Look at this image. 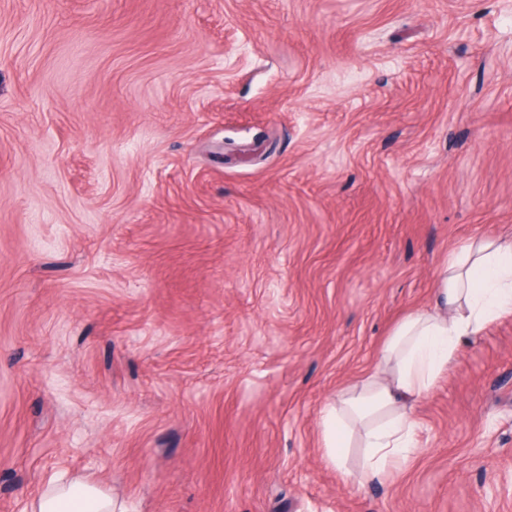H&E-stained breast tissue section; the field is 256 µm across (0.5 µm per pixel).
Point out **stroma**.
I'll return each mask as SVG.
<instances>
[{
	"mask_svg": "<svg viewBox=\"0 0 512 512\" xmlns=\"http://www.w3.org/2000/svg\"><path fill=\"white\" fill-rule=\"evenodd\" d=\"M512 240V0H0V512H512V314L354 488L320 412ZM122 510L98 484L83 479L52 482L34 502V512H116Z\"/></svg>",
	"mask_w": 512,
	"mask_h": 512,
	"instance_id": "1",
	"label": "stroma"
}]
</instances>
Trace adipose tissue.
<instances>
[{
    "label": "adipose tissue",
    "mask_w": 512,
    "mask_h": 512,
    "mask_svg": "<svg viewBox=\"0 0 512 512\" xmlns=\"http://www.w3.org/2000/svg\"><path fill=\"white\" fill-rule=\"evenodd\" d=\"M512 313V243L464 241L437 270L429 307L408 312L383 343L377 365L321 414L326 458L340 465L346 425L362 426V473L378 476L415 442L416 404L459 354L464 338L479 335ZM111 495L82 479L53 482L33 512H115Z\"/></svg>",
    "instance_id": "adipose-tissue-1"
}]
</instances>
